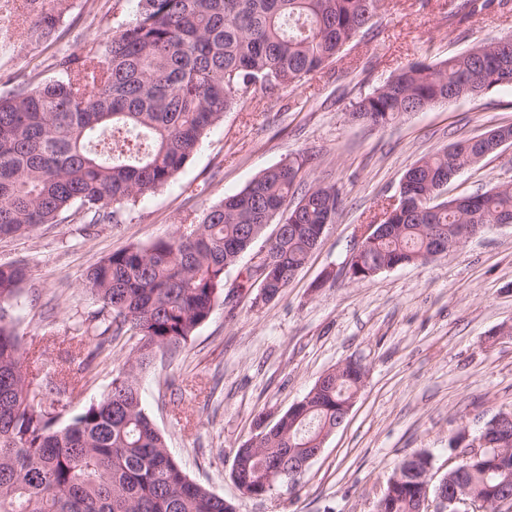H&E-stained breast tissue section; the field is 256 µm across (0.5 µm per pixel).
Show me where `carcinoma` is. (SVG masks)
<instances>
[{"label": "carcinoma", "instance_id": "1", "mask_svg": "<svg viewBox=\"0 0 512 512\" xmlns=\"http://www.w3.org/2000/svg\"><path fill=\"white\" fill-rule=\"evenodd\" d=\"M382 0H138L133 22L118 25L104 52L74 42L59 76L0 97V238L55 224L75 208L90 224L118 221L169 185L224 113L272 97L338 58L378 16ZM18 35L0 14V42L40 44L52 37L66 0H25ZM512 86V39L478 42L432 63L414 62L349 105L348 116L386 127L456 93L475 98ZM495 152L493 140L462 139L420 158L402 176L390 231L356 252L350 279L443 255L462 228L471 234L512 222V179L448 198L450 175ZM301 155L270 167L243 190L210 205L166 238L116 251L83 282L99 302L89 319L93 345L36 381L23 371L14 307L26 267L0 265V512H236L233 502L195 482L171 455L145 413L140 377L172 360L224 297V276L264 234L266 286L254 303L281 297L336 222L342 199L333 185L301 190ZM132 348L112 388L64 424L61 398L121 340ZM362 380L349 364L328 372L271 425L254 447L235 451L233 478L250 497L294 485L293 448H318L336 430ZM490 447L512 455L492 422ZM465 480L475 496L512 494V467L473 461ZM413 479L386 481L375 512H417Z\"/></svg>", "mask_w": 512, "mask_h": 512}]
</instances>
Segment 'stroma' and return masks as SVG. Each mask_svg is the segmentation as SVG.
I'll return each instance as SVG.
<instances>
[{"label":"stroma","mask_w":512,"mask_h":512,"mask_svg":"<svg viewBox=\"0 0 512 512\" xmlns=\"http://www.w3.org/2000/svg\"><path fill=\"white\" fill-rule=\"evenodd\" d=\"M113 2L68 0L47 42L0 47V95L22 82L55 79L57 59L73 39L105 49L118 21H131L137 10V0H123L118 19ZM456 5L384 0L373 26L340 58L275 99L225 113L176 181L127 210L120 223L90 228L72 211L61 223L0 239V264L27 268L19 333L50 372L91 339L87 318L99 305L82 286L91 267L129 245L171 235L263 170L317 154L305 183L336 186L343 205L284 295L259 306L244 294L232 305L217 303L172 363H155L141 377L145 410L171 454L238 512H374L406 457L428 452L431 475L440 479L454 464L449 440L456 432L476 431L512 408V226L491 227L444 257L369 280L347 273L357 226L384 220L416 160L512 125L510 86L411 112L384 128L348 119L351 101L396 70L512 34V0H492L452 24ZM510 178L507 145L456 176L448 193L482 192ZM129 350L115 344L66 398L62 420L110 390ZM350 361L365 371L356 401L296 488L242 495L231 477L233 459L254 434L257 415L275 420L325 372Z\"/></svg>","instance_id":"obj_1"}]
</instances>
